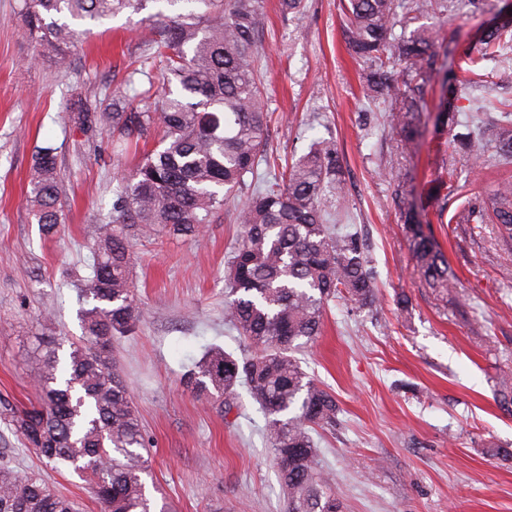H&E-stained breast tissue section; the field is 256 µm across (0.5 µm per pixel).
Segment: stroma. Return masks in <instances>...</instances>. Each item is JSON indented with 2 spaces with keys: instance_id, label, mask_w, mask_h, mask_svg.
<instances>
[{
  "instance_id": "obj_1",
  "label": "stroma",
  "mask_w": 512,
  "mask_h": 512,
  "mask_svg": "<svg viewBox=\"0 0 512 512\" xmlns=\"http://www.w3.org/2000/svg\"><path fill=\"white\" fill-rule=\"evenodd\" d=\"M507 2L460 10L437 33L466 48ZM266 6L260 80L272 114L269 145L283 158L317 141L338 150L347 184L326 206L361 233L377 271V305L330 303L321 336L297 353L340 408L335 427L321 432L320 464L344 512H512V461L483 452L488 444L512 448V414L496 399L500 377L512 376V248L495 225L452 221L464 195L512 177V164L472 166L445 154L443 135L426 130L406 161L408 178L456 276L447 289L427 288L385 176L397 162L393 117L364 94L339 0H305L300 14L282 13L279 0ZM21 7L22 0H0V400L20 407L37 397L38 337L81 334L75 280L90 272L91 246L130 165L113 156L104 132L69 122V99L78 89L96 105L123 90L129 59L145 53L149 16L175 13L149 0L140 12L90 23L70 69L60 72L23 26ZM48 143L57 149L66 214L50 236L28 200L35 150ZM444 165L457 176L443 204L427 191ZM243 231L225 216L207 225L203 242L164 237L135 249L141 317L114 354L150 438L146 493L168 512H287L248 393L239 391L238 410L223 415L217 402L180 384L208 347L247 349L224 324V271ZM0 464L41 474L77 512H101L87 477L52 469L1 420Z\"/></svg>"
}]
</instances>
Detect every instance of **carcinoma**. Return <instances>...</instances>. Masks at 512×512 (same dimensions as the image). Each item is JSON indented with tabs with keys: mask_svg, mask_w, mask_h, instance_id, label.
Instances as JSON below:
<instances>
[{
	"mask_svg": "<svg viewBox=\"0 0 512 512\" xmlns=\"http://www.w3.org/2000/svg\"><path fill=\"white\" fill-rule=\"evenodd\" d=\"M149 0H23L29 34L53 52L60 69L71 65L69 47L79 37L75 20H102L139 12ZM183 11L148 25V57L129 63L128 89L112 105L87 107L77 97L69 121L112 134V152L133 153L123 189L112 201L111 220L92 249L91 273L78 290L85 307L83 335L58 340L37 368L39 403L16 409L0 403V415L28 447L54 464L89 474L103 512L155 510L146 495L150 447L112 344L132 332L140 317L131 278L132 243L155 235L199 240L246 185L258 182L234 221L244 227L225 269L224 323L250 347L244 356L213 347L181 378L197 398L222 399L224 413L244 388L258 405L262 431L281 483L287 512H343L333 479L319 467L312 431L336 423L335 396L302 367L295 353L321 333L326 306L339 297L358 308L377 298L367 245L357 231L328 223V191L344 188L339 153L317 142L298 158L268 164L271 116L255 73V55L267 27L263 0H166ZM454 0H347L343 38L366 67L367 96L396 114L395 152L406 156L423 134L426 84L440 79L438 132L461 124L463 89L481 79L474 67L512 53V14L486 29L463 52L462 77L447 67L448 48L421 23L448 14ZM512 102L488 98L483 112L501 120L490 140L472 133L445 140L479 165L490 156L512 163ZM30 202L37 223L52 235L64 223L54 148L41 147L31 167ZM466 220H491L500 241L512 246V182L488 183L465 201ZM409 248L430 288L448 287L453 276L431 232L413 206H403ZM0 512H75L74 503L34 474L0 468Z\"/></svg>",
	"mask_w": 512,
	"mask_h": 512,
	"instance_id": "1",
	"label": "carcinoma"
}]
</instances>
